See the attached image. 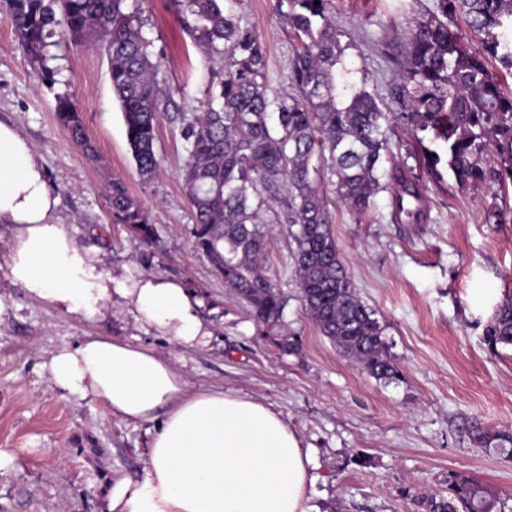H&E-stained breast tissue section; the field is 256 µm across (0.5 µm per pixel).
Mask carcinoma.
I'll return each instance as SVG.
<instances>
[{"mask_svg":"<svg viewBox=\"0 0 512 512\" xmlns=\"http://www.w3.org/2000/svg\"><path fill=\"white\" fill-rule=\"evenodd\" d=\"M223 0H173L194 44L224 61L218 90L204 112L183 117L187 156L183 182L194 214L195 249L247 304L266 329L281 326L286 298L266 275L263 261L269 228L264 208L286 197L279 219L295 228L299 297L319 331L369 375L389 381L397 374L374 312L358 297L342 261L332 217L311 177L313 161L322 179L360 212L379 189L382 151L401 131L413 139L415 157L438 183L450 175L471 186L488 179L512 186V90L498 70L512 75V0H435L403 34L389 96L396 112L377 103L369 75L342 60L341 33L330 17L331 0H276V10L295 31L290 79L293 92L272 101L260 42L242 29ZM30 64L55 84L53 37L95 44L110 61L112 89L120 103L127 143L146 183L160 162L158 126L170 101L157 80L160 57L142 35L137 0H0ZM62 131L96 156L76 102L56 94ZM396 184L394 219L423 218V186L404 159L392 164ZM109 205L144 244L155 236L138 200L124 185L109 184ZM491 348L512 347V298L499 305L485 332ZM512 454V434L476 436ZM511 447H506V444ZM488 485L455 475L448 496L422 497L425 512H501Z\"/></svg>","mask_w":512,"mask_h":512,"instance_id":"cac0c4a2","label":"carcinoma"}]
</instances>
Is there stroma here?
I'll return each instance as SVG.
<instances>
[{
    "label": "stroma",
    "instance_id": "35a3bbf8",
    "mask_svg": "<svg viewBox=\"0 0 512 512\" xmlns=\"http://www.w3.org/2000/svg\"><path fill=\"white\" fill-rule=\"evenodd\" d=\"M275 0H234L241 28L266 52L268 95L292 90L290 62L299 42ZM143 33L161 55L159 81L172 94L156 141V178L142 182L127 144L106 58L86 44L54 47L55 86L24 56L11 18L0 9V121L14 124L41 157L59 197L56 216L78 246L97 252V269L113 278L153 273L183 282L202 302L213 331L184 349L145 332L120 296L87 318L56 311L0 271V512H108L106 493L143 476L155 425L112 415L100 402L54 391L43 370L52 352L87 336H109L169 361L189 388H224L270 406L312 451L317 482L309 512H422L425 493H447L462 474L496 490L512 512V455L475 441L476 433L512 428V348H490L484 329L512 298V223L486 220L491 205L512 207L497 184L426 183L427 216L418 224L392 218L390 162L381 188L355 212L320 191L332 215L342 260L361 300L374 311L399 376L375 379L320 334L299 298L296 243L275 210L262 218L265 268L287 299L280 332L265 333L246 306L197 253L193 213L183 188L186 156L180 113L202 111L220 71L177 19L171 0H139ZM433 0H332L344 60L378 81L384 111L394 70L380 53L402 36ZM72 94L98 150L89 159L60 130L55 95ZM121 180L153 224L156 241L139 245L117 223L108 185ZM298 343L290 354L277 342Z\"/></svg>",
    "mask_w": 512,
    "mask_h": 512
}]
</instances>
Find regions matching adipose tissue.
Instances as JSON below:
<instances>
[{"instance_id": "ef3b65f1", "label": "adipose tissue", "mask_w": 512, "mask_h": 512, "mask_svg": "<svg viewBox=\"0 0 512 512\" xmlns=\"http://www.w3.org/2000/svg\"><path fill=\"white\" fill-rule=\"evenodd\" d=\"M57 205L41 158L0 121V229L9 240L0 269L10 281L88 318L120 295L141 329L184 348L210 335L180 283L141 274L117 286L96 272V253L55 222ZM43 368L61 395L89 396L113 415L155 425L142 479L111 485L109 512H308L310 453L269 406L221 388L189 390L169 361L108 336L61 348Z\"/></svg>"}]
</instances>
